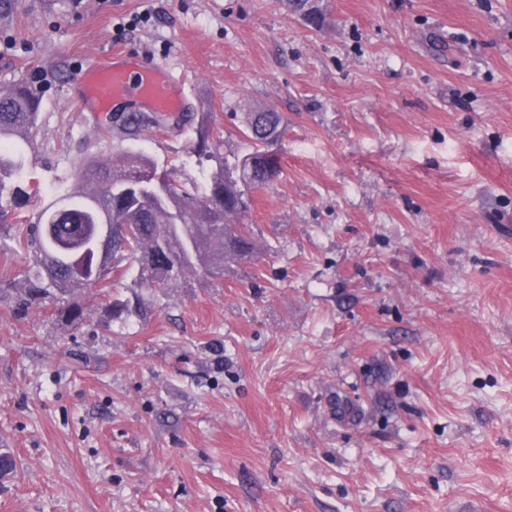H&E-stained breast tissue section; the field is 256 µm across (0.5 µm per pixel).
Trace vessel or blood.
Here are the masks:
<instances>
[{
  "label": "vessel or blood",
  "instance_id": "b4317fda",
  "mask_svg": "<svg viewBox=\"0 0 512 512\" xmlns=\"http://www.w3.org/2000/svg\"><path fill=\"white\" fill-rule=\"evenodd\" d=\"M74 84L85 112H106L119 103L153 113L181 112L188 102L184 75L144 53L113 54L110 61L77 74Z\"/></svg>",
  "mask_w": 512,
  "mask_h": 512
}]
</instances>
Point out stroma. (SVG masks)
Segmentation results:
<instances>
[{"instance_id":"stroma-1","label":"stroma","mask_w":512,"mask_h":512,"mask_svg":"<svg viewBox=\"0 0 512 512\" xmlns=\"http://www.w3.org/2000/svg\"><path fill=\"white\" fill-rule=\"evenodd\" d=\"M309 4L320 25L287 0L0 11V89L43 90L0 174V512H512V0ZM116 51L189 81L188 112L131 145L74 102ZM267 105L287 128L252 257L161 292L120 263L76 290V325L16 311L17 229L81 159L130 145L198 182L199 120L244 153Z\"/></svg>"}]
</instances>
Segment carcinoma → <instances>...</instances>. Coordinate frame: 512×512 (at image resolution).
I'll return each instance as SVG.
<instances>
[{"mask_svg": "<svg viewBox=\"0 0 512 512\" xmlns=\"http://www.w3.org/2000/svg\"><path fill=\"white\" fill-rule=\"evenodd\" d=\"M41 100V89L26 82L0 91V172L25 166L19 140L35 123ZM116 119L124 137L133 140L144 139L157 123L146 112L112 115L102 125V136ZM283 128L284 116L273 106L248 113L245 138L251 151L228 156L207 121L200 120L192 153L199 166L212 169L201 188L176 183L140 152L121 151L111 165L96 159L82 163L74 172L78 189L58 187L36 221L20 229L31 269L16 310L49 301L58 320L75 324L83 310L74 290L103 282L112 272L109 259L138 264V286L165 288L196 262L214 273L248 253L250 234L243 224L232 226L233 218L248 209L249 191L263 189L279 176L278 162L265 144L279 139ZM105 221L117 230L100 254L87 243ZM162 235L172 244L170 273L155 257L153 243ZM107 309L120 320L139 312L138 304L120 299L108 301Z\"/></svg>", "mask_w": 512, "mask_h": 512, "instance_id": "carcinoma-1", "label": "carcinoma"}]
</instances>
